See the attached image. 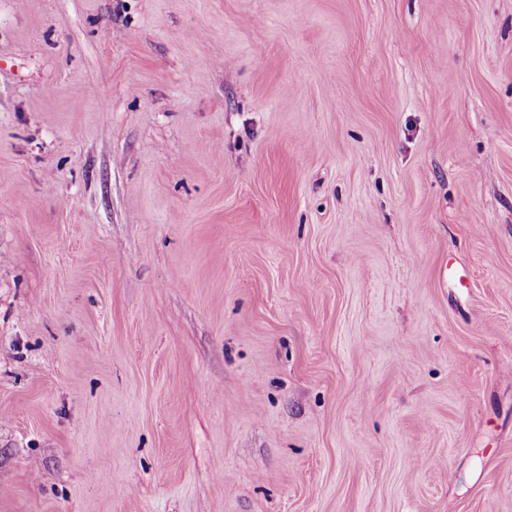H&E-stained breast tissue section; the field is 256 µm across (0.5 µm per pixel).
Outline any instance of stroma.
<instances>
[{
	"label": "stroma",
	"mask_w": 512,
	"mask_h": 512,
	"mask_svg": "<svg viewBox=\"0 0 512 512\" xmlns=\"http://www.w3.org/2000/svg\"><path fill=\"white\" fill-rule=\"evenodd\" d=\"M0 512H512V0H0Z\"/></svg>",
	"instance_id": "stroma-1"
}]
</instances>
